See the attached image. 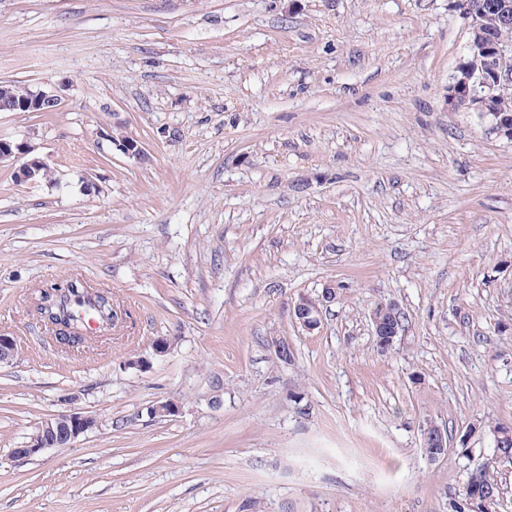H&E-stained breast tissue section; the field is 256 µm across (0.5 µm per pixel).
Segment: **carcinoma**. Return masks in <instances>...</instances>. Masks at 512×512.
Listing matches in <instances>:
<instances>
[{
    "label": "carcinoma",
    "instance_id": "1",
    "mask_svg": "<svg viewBox=\"0 0 512 512\" xmlns=\"http://www.w3.org/2000/svg\"><path fill=\"white\" fill-rule=\"evenodd\" d=\"M494 106L502 115L512 114V86L494 91ZM86 281L76 275L51 283L39 289L32 301L36 319L55 335L58 343L65 347H77L86 342L85 334L72 331L75 327L73 315L81 312L100 319V331L109 332L118 319L112 303V291L99 288L85 295ZM501 495V487L487 469L470 474L461 493V502L454 504L453 512H485L481 498L487 492Z\"/></svg>",
    "mask_w": 512,
    "mask_h": 512
}]
</instances>
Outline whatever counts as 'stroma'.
Returning a JSON list of instances; mask_svg holds the SVG:
<instances>
[{"mask_svg": "<svg viewBox=\"0 0 512 512\" xmlns=\"http://www.w3.org/2000/svg\"><path fill=\"white\" fill-rule=\"evenodd\" d=\"M470 37L450 0H0V81L65 88L0 112L53 171L0 163V512H451L512 426V141L448 109ZM72 275L119 314L74 351L31 314ZM68 394L101 427L15 458ZM294 316L298 323L307 331H314L320 326L321 308L319 303L309 298H301L293 309ZM374 336L377 338L378 346L381 350H387L392 346L396 336L399 334L397 324L390 323L387 319L382 320L377 317L375 311L371 313ZM423 448L431 458H439L444 454L448 445L447 435L435 424L429 423L423 427Z\"/></svg>", "mask_w": 512, "mask_h": 512, "instance_id": "stroma-1", "label": "stroma"}]
</instances>
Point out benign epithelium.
I'll use <instances>...</instances> for the list:
<instances>
[{
    "mask_svg": "<svg viewBox=\"0 0 512 512\" xmlns=\"http://www.w3.org/2000/svg\"><path fill=\"white\" fill-rule=\"evenodd\" d=\"M477 10L492 11L500 27L512 28V10L499 0H480L478 4L473 2L469 5L468 11L462 12V16L467 19ZM511 82L512 42L491 39L474 27L471 29L468 55L459 64L448 84V109L451 111L465 109L476 113L492 112L494 111L493 91L497 86ZM61 102L60 91L37 89L18 102L0 101V112L5 110L44 112L49 107H58ZM33 152L34 147L25 141L14 143L0 139V163L7 160L21 161L17 177L25 182L33 181L35 172L47 165L44 159L33 155ZM335 297V289L327 288L321 296V302H330ZM319 303L303 297L294 306V316L307 331H313L320 326ZM371 321L379 348L386 350L391 347L399 334L398 325L386 319L383 320L374 313L371 314ZM74 401L73 395L63 399L69 409L41 425L23 447L13 449L14 457L30 459L47 448L70 443L101 426V419L73 407ZM447 445V435L437 425L429 423L423 427V448L426 455L436 459L444 454Z\"/></svg>",
    "mask_w": 512,
    "mask_h": 512,
    "instance_id": "1",
    "label": "benign epithelium"
}]
</instances>
